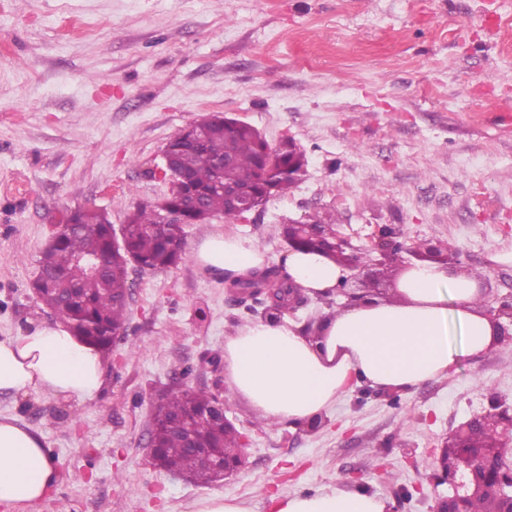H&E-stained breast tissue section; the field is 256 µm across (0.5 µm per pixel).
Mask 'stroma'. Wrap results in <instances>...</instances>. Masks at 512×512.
<instances>
[{
	"mask_svg": "<svg viewBox=\"0 0 512 512\" xmlns=\"http://www.w3.org/2000/svg\"><path fill=\"white\" fill-rule=\"evenodd\" d=\"M212 113L273 147L293 138L307 175L232 222L186 225L177 266L130 267L125 332L93 399L0 394L59 475L13 512H196L217 495L266 512L270 494L324 486L430 512L447 491L428 479L442 439L512 405V340L394 403L350 383L314 430L230 399L245 464L223 481L157 468L147 441L180 371L214 391L225 337L256 318L195 266L209 234L247 237L277 266L283 224L335 220L366 252L390 228L480 273L486 305L512 295V0H0V338L58 324L30 283L61 216L89 203L118 226L158 201L167 142Z\"/></svg>",
	"mask_w": 512,
	"mask_h": 512,
	"instance_id": "35a3bbf8",
	"label": "stroma"
}]
</instances>
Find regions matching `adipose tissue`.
Here are the masks:
<instances>
[{
	"label": "adipose tissue",
	"mask_w": 512,
	"mask_h": 512,
	"mask_svg": "<svg viewBox=\"0 0 512 512\" xmlns=\"http://www.w3.org/2000/svg\"><path fill=\"white\" fill-rule=\"evenodd\" d=\"M265 250L247 238L208 235L193 252L196 266L219 277L261 269ZM283 264L311 295L324 294L343 270L317 252L291 251ZM458 325L462 349L450 342ZM494 328L477 282L447 268L416 263L404 270L396 294L337 310L319 335L303 336L287 321H251L224 340L231 395L271 422H305L332 409L350 381L406 389L447 374L459 353L494 348ZM105 379V360L63 325H38L0 339V392L50 395L77 403L93 398ZM57 480L42 434L0 416V505L33 504ZM269 512H386L379 496L336 488L275 493Z\"/></svg>",
	"instance_id": "ef3b65f1"
}]
</instances>
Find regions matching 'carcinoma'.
<instances>
[{
    "label": "carcinoma",
    "mask_w": 512,
    "mask_h": 512,
    "mask_svg": "<svg viewBox=\"0 0 512 512\" xmlns=\"http://www.w3.org/2000/svg\"><path fill=\"white\" fill-rule=\"evenodd\" d=\"M195 135L177 134L170 139L176 164L185 170L181 186L172 187L167 198L179 199L183 192H197L204 197V212L224 214V192L213 187L217 177L215 163L232 156L224 166V182L252 187L261 178L262 162L271 147L260 141L251 127L224 128L221 116L214 114L194 124ZM283 164L291 166L292 183L307 174L305 155L288 150V141L278 147ZM68 227L48 243L37 260V274L32 287L41 304L53 310L74 335L93 344L104 353L112 350L113 332L124 328L129 294L128 269L137 264L142 269H164L182 260L184 225L159 222V205L137 207L124 221L125 249L112 255V262L93 273L88 262L107 253L112 239V222L97 209L77 207L64 219ZM230 284L245 291H273L276 306L288 312V278L277 267H267L247 278L232 279ZM213 401L206 394L174 385L156 407L161 425L153 434V443L170 472L191 478L199 484L213 479L211 468L199 453L186 447L181 431L165 425L167 421L189 419L196 424L195 446L232 452L240 447L239 431L222 422L201 421L211 412Z\"/></svg>",
    "instance_id": "1"
}]
</instances>
